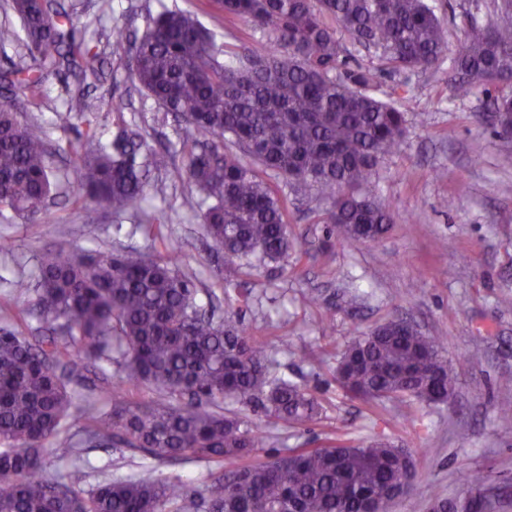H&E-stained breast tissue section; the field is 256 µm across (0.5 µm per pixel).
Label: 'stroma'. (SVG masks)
Here are the masks:
<instances>
[{
	"label": "stroma",
	"mask_w": 512,
	"mask_h": 512,
	"mask_svg": "<svg viewBox=\"0 0 512 512\" xmlns=\"http://www.w3.org/2000/svg\"><path fill=\"white\" fill-rule=\"evenodd\" d=\"M475 1L490 2L431 0L448 32L439 64L400 74L385 71L377 80L381 97L403 89L400 104L407 114L400 148L383 156L371 184L395 215L384 237L355 244L330 237L313 190L294 191L280 177L275 184L298 252L278 262L253 256L228 268L205 236L200 195L181 178L188 132L141 96L125 60L128 41L141 34L146 13L166 7L194 14L220 46L244 42L262 52L267 48L262 33L240 20L214 18L209 0H61L73 15L76 38L98 40L94 66L101 77L87 86L78 72H52L38 96L21 99L20 121L47 129L60 184L48 219L0 217V327L9 324L5 307L16 300L12 280L22 275L36 281L37 260L47 248L62 244L77 251L118 249L174 259L194 281L200 305L217 317L241 320L248 336L269 353L275 376L306 386L323 404L320 420L301 430L270 422L252 406L225 401V409L264 432V453L327 445L340 426L353 440L386 435L411 449L416 462L414 492L397 500L392 512H428L437 494L462 497L465 472L486 476L505 495L503 512H512V423L497 415L502 403H512V305L501 302L512 296V194L500 191L502 183H512V170L497 164L500 153L512 150V139L478 121L489 108L488 92L479 87L458 98L450 79L466 13ZM81 90L98 101V110L85 113L69 131L53 128L54 112ZM123 121L138 126L151 146L169 155L167 166L153 171L145 185V208L164 217L158 241L145 235L135 216L116 218L98 205L88 219L72 203L79 183L64 147L84 144L89 126L101 139H111ZM461 181L468 183V194L442 206ZM329 309L334 325L325 330L321 318ZM395 316L444 338L457 375L448 403L420 408L386 402L371 408L337 386L336 359L350 339ZM80 452L91 487L143 470L182 481L199 496L210 482V468L201 461L145 468L140 454L120 447L90 444Z\"/></svg>",
	"instance_id": "obj_1"
}]
</instances>
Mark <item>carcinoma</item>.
Returning a JSON list of instances; mask_svg holds the SVG:
<instances>
[{"instance_id":"cac0c4a2","label":"carcinoma","mask_w":512,"mask_h":512,"mask_svg":"<svg viewBox=\"0 0 512 512\" xmlns=\"http://www.w3.org/2000/svg\"><path fill=\"white\" fill-rule=\"evenodd\" d=\"M226 19H241L267 37L264 54L242 43L230 52L192 15L163 9L144 18L127 65L141 93L178 115L191 131L185 179L206 200L202 215L226 264L259 255L288 256L286 208L257 167L315 187L329 203L323 223L346 243L379 240L393 222L388 205L364 190L380 158L399 147L407 117L374 93L376 69L345 67L337 32L380 52L389 72L428 69L447 35L428 0H210ZM22 32L0 25V49L19 41L11 68L0 71V213L22 219L45 213L52 192L46 134L16 116L14 88L36 92L45 74L79 69L98 79L97 46L75 40L74 21L58 0H10ZM499 22L473 19L454 58L456 95L477 85L494 92L491 128L512 129V0H494ZM95 108L72 95L54 114L66 130ZM75 153L85 198L112 214H142L144 179L166 164L139 130L119 129ZM249 158L247 164L243 158ZM38 304L62 319V336L34 341L0 328V512H197L186 486L152 476L104 480L84 490L86 467L75 459L48 473L45 441L77 428L85 441L119 445L153 461L185 454L212 464L209 512H390L406 452L385 435L357 445L289 448L254 460L263 440L252 421L224 413L226 398L254 405L269 420L306 427L320 405L305 387L270 376L268 356L242 323L200 311L193 280L170 261L117 251L47 250L38 260ZM127 380L163 396L143 404L121 384L111 409L70 389L73 378L112 354ZM336 381L366 402H447L456 378L438 336L382 329L355 336L336 363ZM236 466L224 470V461Z\"/></svg>"}]
</instances>
